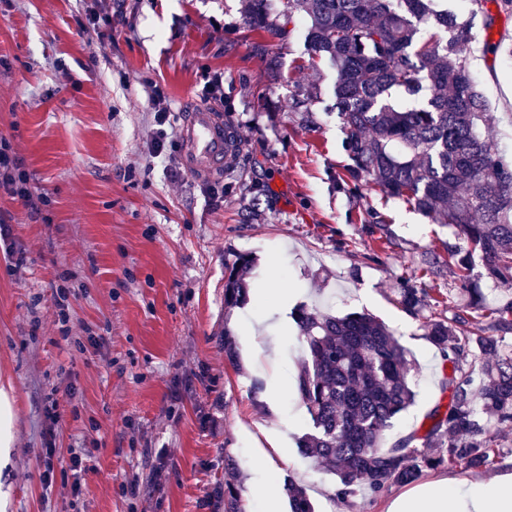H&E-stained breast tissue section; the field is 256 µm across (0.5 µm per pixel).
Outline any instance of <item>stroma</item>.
I'll return each mask as SVG.
<instances>
[{"label":"stroma","instance_id":"1","mask_svg":"<svg viewBox=\"0 0 512 512\" xmlns=\"http://www.w3.org/2000/svg\"><path fill=\"white\" fill-rule=\"evenodd\" d=\"M243 0H0V137L13 142L46 195L49 223L0 197V215L24 250L22 274L0 258V388L9 390L11 442L0 462V512H68L46 497L40 480L44 395L58 387L65 416L60 448L100 440L83 480L86 512H214L224 481L241 487L240 512H264L282 498L286 476L299 479L317 512H386L407 492L395 485L373 496L358 492L356 510L334 497V477L303 457L296 439L309 418L296 389L306 356L296 328L281 332L271 358L257 362L248 339L267 333L306 303L383 322L403 347L415 402L387 431V442L419 429L446 404L451 365L426 334L424 315L401 308L403 281L428 289L451 315L458 286L447 262L427 271V252L458 244L452 229L385 196L372 179L351 192L341 119L333 107L336 72L310 67L301 19L279 40L251 30ZM109 15L112 41L86 28ZM266 52H259V45ZM471 73L489 101L488 124L512 155V56L479 49ZM221 77L216 96L205 82ZM171 107L174 148L152 150L157 125L149 83ZM317 90L309 113L288 107L293 87ZM270 107H262L258 94ZM205 106L234 135L236 161L209 177L183 173V114ZM223 188L213 203L207 187ZM374 214L378 230L365 218ZM255 265L250 301L224 308V272L237 255ZM71 273L74 328L104 336L100 355L83 354L54 324L53 289ZM274 292L257 298L266 285ZM41 296L33 305V296ZM39 329H32V318ZM234 334V359L224 332ZM288 380L275 406L261 399L274 377ZM278 435L284 456L256 451ZM512 476V457L484 470L441 466L422 481L447 479L453 494ZM138 481L133 500L123 485Z\"/></svg>","mask_w":512,"mask_h":512}]
</instances>
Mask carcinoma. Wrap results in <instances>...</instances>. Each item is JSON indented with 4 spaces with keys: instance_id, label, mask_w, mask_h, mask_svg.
<instances>
[{
    "instance_id": "carcinoma-1",
    "label": "carcinoma",
    "mask_w": 512,
    "mask_h": 512,
    "mask_svg": "<svg viewBox=\"0 0 512 512\" xmlns=\"http://www.w3.org/2000/svg\"><path fill=\"white\" fill-rule=\"evenodd\" d=\"M255 30L277 38L298 13L307 16L309 65L336 70L335 108L346 131L353 185L373 177L387 196L410 203L448 226L466 248L445 246L448 265L463 285L460 311L431 317L426 335L452 364L445 381L448 404L431 424L397 444L385 432L415 399L414 382L397 339L365 313L336 316L301 305L294 311L307 358L297 393L311 420L298 439L308 458L326 463L335 496L351 502L357 489L379 495L416 480L426 469L463 465L487 469L512 456L491 424H512V300L490 302L469 288L473 259L496 280L512 279V163L485 131L487 101L469 68L472 28L466 19L438 10L433 0H244ZM284 18L281 25L277 19ZM431 29L420 36V25ZM315 95L296 89L294 112H307ZM253 265L239 256L225 276L224 307L247 300ZM399 304L411 313L432 308L427 289L405 284ZM434 445L428 454L418 446ZM289 512H314L304 485L284 479Z\"/></svg>"
}]
</instances>
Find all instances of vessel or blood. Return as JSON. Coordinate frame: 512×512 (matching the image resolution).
Segmentation results:
<instances>
[{"label":"vessel or blood","mask_w":512,"mask_h":512,"mask_svg":"<svg viewBox=\"0 0 512 512\" xmlns=\"http://www.w3.org/2000/svg\"><path fill=\"white\" fill-rule=\"evenodd\" d=\"M181 139L183 164L194 175L206 177L222 171L232 157L230 136L209 109L198 107L186 113Z\"/></svg>","instance_id":"obj_1"}]
</instances>
